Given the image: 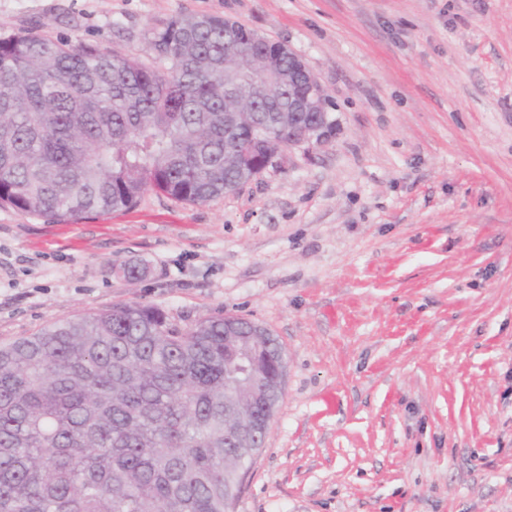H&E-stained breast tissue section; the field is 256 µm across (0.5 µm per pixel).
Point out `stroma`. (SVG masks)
I'll return each mask as SVG.
<instances>
[{
    "label": "stroma",
    "instance_id": "35a3bbf8",
    "mask_svg": "<svg viewBox=\"0 0 512 512\" xmlns=\"http://www.w3.org/2000/svg\"><path fill=\"white\" fill-rule=\"evenodd\" d=\"M184 14L288 44L335 131L206 203L0 207V342L119 303L243 317L287 358L235 512H512V0H0V34L151 63Z\"/></svg>",
    "mask_w": 512,
    "mask_h": 512
}]
</instances>
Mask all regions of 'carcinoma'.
Wrapping results in <instances>:
<instances>
[{
	"label": "carcinoma",
	"instance_id": "cac0c4a2",
	"mask_svg": "<svg viewBox=\"0 0 512 512\" xmlns=\"http://www.w3.org/2000/svg\"><path fill=\"white\" fill-rule=\"evenodd\" d=\"M239 28L243 58L273 43ZM150 44L157 66L0 36V206L68 221L249 180L228 164L224 17L177 16ZM244 77L263 159L288 90ZM235 350L222 315L181 330L139 303L0 343V512H233L251 465L224 447Z\"/></svg>",
	"mask_w": 512,
	"mask_h": 512
}]
</instances>
